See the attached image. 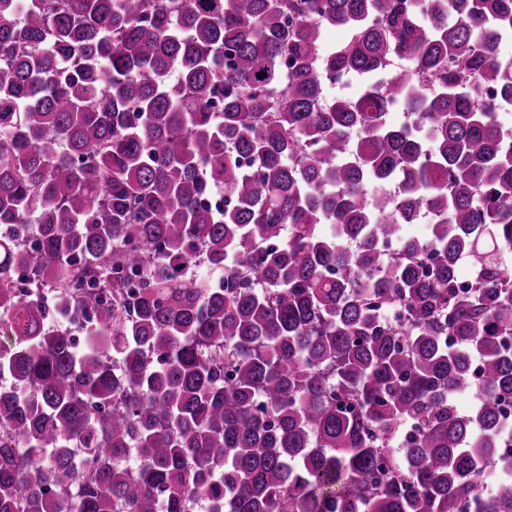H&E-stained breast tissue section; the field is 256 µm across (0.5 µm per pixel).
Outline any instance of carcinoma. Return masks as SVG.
Returning <instances> with one entry per match:
<instances>
[{
    "instance_id": "1",
    "label": "carcinoma",
    "mask_w": 512,
    "mask_h": 512,
    "mask_svg": "<svg viewBox=\"0 0 512 512\" xmlns=\"http://www.w3.org/2000/svg\"><path fill=\"white\" fill-rule=\"evenodd\" d=\"M509 36L512 0H0V512H512Z\"/></svg>"
}]
</instances>
